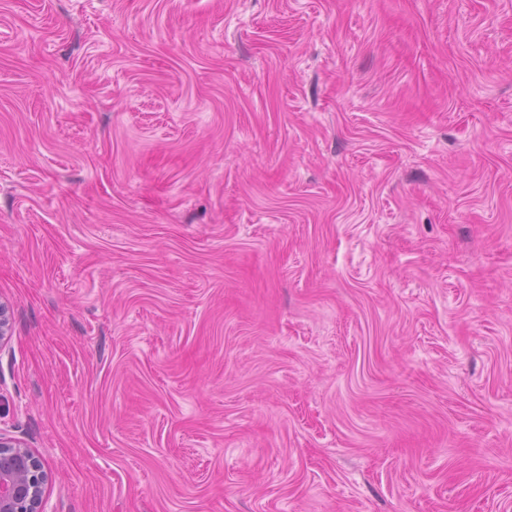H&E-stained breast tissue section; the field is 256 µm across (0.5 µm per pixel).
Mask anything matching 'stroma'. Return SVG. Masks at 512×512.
Listing matches in <instances>:
<instances>
[{"label":"stroma","mask_w":512,"mask_h":512,"mask_svg":"<svg viewBox=\"0 0 512 512\" xmlns=\"http://www.w3.org/2000/svg\"><path fill=\"white\" fill-rule=\"evenodd\" d=\"M0 301L48 512H512V0H0Z\"/></svg>","instance_id":"stroma-1"}]
</instances>
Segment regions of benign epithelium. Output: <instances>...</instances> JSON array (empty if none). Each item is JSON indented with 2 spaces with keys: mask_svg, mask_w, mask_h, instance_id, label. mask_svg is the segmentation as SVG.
Instances as JSON below:
<instances>
[{
  "mask_svg": "<svg viewBox=\"0 0 512 512\" xmlns=\"http://www.w3.org/2000/svg\"><path fill=\"white\" fill-rule=\"evenodd\" d=\"M48 474L19 440L0 435V512H46Z\"/></svg>",
  "mask_w": 512,
  "mask_h": 512,
  "instance_id": "7a95c632",
  "label": "benign epithelium"
}]
</instances>
